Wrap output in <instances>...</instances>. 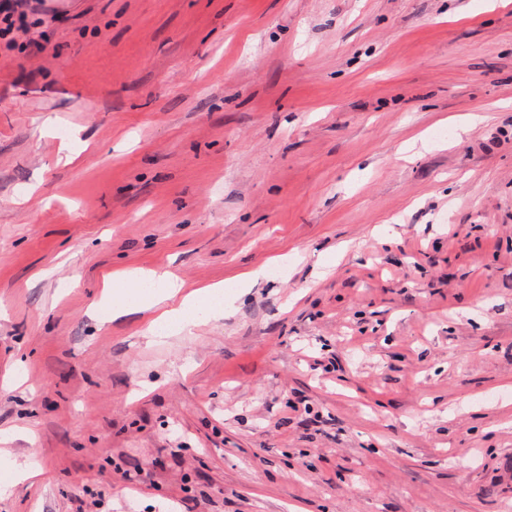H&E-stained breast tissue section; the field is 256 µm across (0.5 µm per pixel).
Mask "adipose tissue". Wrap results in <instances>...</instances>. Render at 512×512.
I'll return each mask as SVG.
<instances>
[{
    "label": "adipose tissue",
    "mask_w": 512,
    "mask_h": 512,
    "mask_svg": "<svg viewBox=\"0 0 512 512\" xmlns=\"http://www.w3.org/2000/svg\"><path fill=\"white\" fill-rule=\"evenodd\" d=\"M181 285L166 271L131 272L105 276L102 301L113 316L131 311H154L152 327L184 334L200 323L222 318L231 302L223 283H215L191 295L181 296Z\"/></svg>",
    "instance_id": "1"
}]
</instances>
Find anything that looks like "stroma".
<instances>
[{
  "instance_id": "stroma-1",
  "label": "stroma",
  "mask_w": 512,
  "mask_h": 512,
  "mask_svg": "<svg viewBox=\"0 0 512 512\" xmlns=\"http://www.w3.org/2000/svg\"><path fill=\"white\" fill-rule=\"evenodd\" d=\"M46 6L0 47V512H512V0ZM153 269L233 307L91 313Z\"/></svg>"
}]
</instances>
